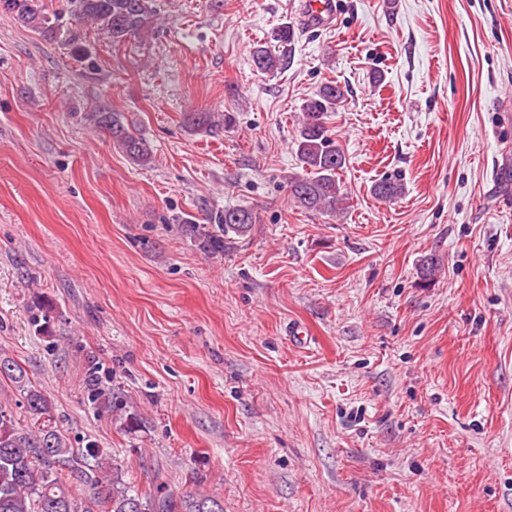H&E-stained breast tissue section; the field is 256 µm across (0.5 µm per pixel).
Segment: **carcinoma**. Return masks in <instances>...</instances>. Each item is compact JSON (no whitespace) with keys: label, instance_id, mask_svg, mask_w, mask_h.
<instances>
[{"label":"carcinoma","instance_id":"1","mask_svg":"<svg viewBox=\"0 0 512 512\" xmlns=\"http://www.w3.org/2000/svg\"><path fill=\"white\" fill-rule=\"evenodd\" d=\"M69 12L98 35L117 44L150 28L156 13L155 0H65ZM0 11L21 25L55 40L63 31L62 13L47 11L43 0H0ZM254 67L263 73L284 68L286 57L262 44L252 50ZM347 100V89L326 81L301 104L295 152L304 175L288 182L294 206L305 211L334 216L343 210L347 193L341 190L340 172L346 165L341 149L328 135L326 119ZM94 121L134 163L153 162L149 143L132 133L118 112L95 113ZM187 128L210 131L219 125L213 112H190ZM375 196L393 200L404 193L403 183L385 179L373 187ZM254 212L242 206L217 211L208 224L183 220L188 232L209 254H222L234 247L255 224ZM440 261L433 255L419 264L420 279L434 280ZM35 331L49 333V299L35 297L30 307ZM9 381L22 398L32 424L24 426L0 405V512H224L222 504L204 494L180 496L164 484L147 495L123 480L118 468L110 467L109 455L93 440L76 448L50 415L51 400L33 383L11 357L0 353V379Z\"/></svg>","mask_w":512,"mask_h":512}]
</instances>
